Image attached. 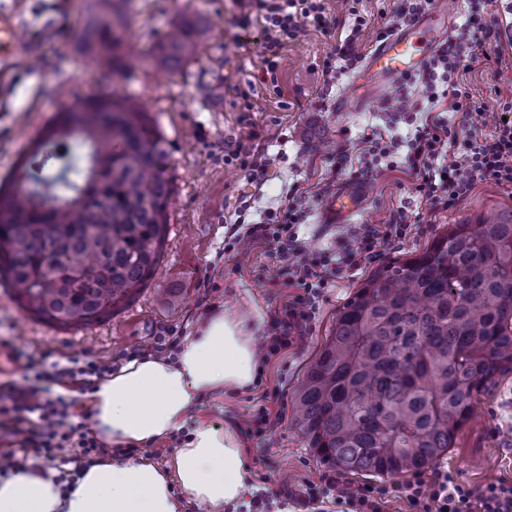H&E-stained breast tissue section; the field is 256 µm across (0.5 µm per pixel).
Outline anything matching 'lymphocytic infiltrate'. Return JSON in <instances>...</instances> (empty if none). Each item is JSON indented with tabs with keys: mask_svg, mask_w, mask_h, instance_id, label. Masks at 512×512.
I'll use <instances>...</instances> for the list:
<instances>
[{
	"mask_svg": "<svg viewBox=\"0 0 512 512\" xmlns=\"http://www.w3.org/2000/svg\"><path fill=\"white\" fill-rule=\"evenodd\" d=\"M337 3L353 14L354 22L322 61V83L327 88L335 84L340 65L361 61L360 37L367 25L366 17L358 12L357 0ZM255 18L263 27L260 54L264 68L258 81L269 87L278 84L279 59L288 42L297 39L306 26H328L325 0H248V11L240 22L247 25ZM500 44L497 24L484 21L461 28L419 70L421 99H413L400 89L383 105L387 112L422 113L423 119L412 136L369 134L362 141L366 154L386 160L388 167L410 172L416 195L430 206L452 207L484 177L512 187V96L501 104L502 121L486 135L459 138L447 120L436 113L448 96L449 74L464 62L488 58L489 47ZM259 138L257 131H248L246 144L232 155L246 179L258 187L268 181L270 170L281 159ZM250 208V201L239 203L234 234H246L267 246L277 264L273 283L294 290L288 302L276 310L260 346L259 356L265 364L307 335L326 288L352 276L363 261L381 255L420 222L418 213L399 208L388 223L361 225L354 233L353 245L336 259L325 260L310 257L297 233L306 215L298 188L289 189L277 208L260 221H248ZM22 370L24 383L0 384V474L16 465L15 451L19 448L31 452L33 459L62 464L69 463L71 453H78L83 470L105 463L110 450L92 430L85 413L77 411L74 403L46 398L43 392L54 385L89 386L111 373V363L74 358L52 362L43 355L27 358ZM401 492L410 512H512V483H493L475 491L457 482L454 473L444 466L416 474L402 485ZM277 495L303 512H314L317 505L325 503L337 506L339 512H387L390 491L385 486L353 483L343 471L336 470L318 484L303 490L281 489Z\"/></svg>",
	"mask_w": 512,
	"mask_h": 512,
	"instance_id": "1",
	"label": "lymphocytic infiltrate"
}]
</instances>
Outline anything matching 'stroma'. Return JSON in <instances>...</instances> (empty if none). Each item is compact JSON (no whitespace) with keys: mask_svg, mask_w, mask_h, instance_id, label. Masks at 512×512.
<instances>
[{"mask_svg":"<svg viewBox=\"0 0 512 512\" xmlns=\"http://www.w3.org/2000/svg\"><path fill=\"white\" fill-rule=\"evenodd\" d=\"M0 10L16 15L22 46L9 74L0 77V181L10 180L26 160L32 139L74 94L111 87L98 65H78L82 48L75 35L81 23L80 0H0ZM240 0H134L129 12L124 51L144 60L177 24L193 22L201 51L197 60L174 74L144 63L121 90L155 121L166 141L162 164L172 181V196L161 259L153 278L111 316L82 328L61 326L22 311L6 282L0 280V380L21 381L19 359L50 354L52 359L89 358L121 366L135 350L151 345L157 330L169 327L190 334L205 307L235 315L260 311L270 318L287 301L291 288L271 285L276 261L260 242L241 238L232 251L224 241L241 196L251 198V220L275 208L292 185L318 189L328 178L331 156L339 149L352 155V171L364 166L363 134L393 128L404 134L408 120L379 111L396 86L357 82L349 69L335 87L323 89L320 65L344 24L322 32L306 28L283 49L273 94L255 77L263 61L259 25L240 26ZM466 89L474 112L473 126L486 133L500 116V98L512 94V47H504L496 68L484 60L468 62L451 76ZM250 90L253 109L244 112L240 91ZM283 153L274 177L262 187L249 185L239 168L225 164L249 129ZM414 177L396 168H377L366 185L368 203L351 224H324L321 205L312 203L298 234L317 258H335L351 244L360 224L386 223L398 207L418 211L419 226L384 253L385 259L420 254L448 225L477 221L490 213L512 211V188L478 179L453 207L434 210L416 196ZM363 264L352 277L326 290L308 335L301 345L283 351L261 368V380L242 394L204 396L193 419L232 424L245 452L250 473L246 497L237 512H257L253 496H269L267 512H283L276 499L279 484L295 488L319 483L327 468L313 456L293 421L294 392L330 335L337 310L373 271ZM282 411L283 418L266 432H250L246 423L258 407ZM442 465L460 482L478 489L512 482V371L500 375L481 397L472 417L458 431Z\"/></svg>","mask_w":512,"mask_h":512,"instance_id":"stroma-1","label":"stroma"}]
</instances>
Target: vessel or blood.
<instances>
[{
    "instance_id": "vessel-or-blood-1",
    "label": "vessel or blood",
    "mask_w": 512,
    "mask_h": 512,
    "mask_svg": "<svg viewBox=\"0 0 512 512\" xmlns=\"http://www.w3.org/2000/svg\"><path fill=\"white\" fill-rule=\"evenodd\" d=\"M439 43L433 26L414 22L397 34L383 40L369 56L362 78L388 84L400 77L418 72L430 52ZM18 21L13 14H0V73H6L18 52ZM367 201L364 186L345 182L325 200L321 221L346 224L358 215Z\"/></svg>"
}]
</instances>
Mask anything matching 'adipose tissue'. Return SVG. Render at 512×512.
Here are the masks:
<instances>
[{
    "instance_id": "adipose-tissue-1",
    "label": "adipose tissue",
    "mask_w": 512,
    "mask_h": 512,
    "mask_svg": "<svg viewBox=\"0 0 512 512\" xmlns=\"http://www.w3.org/2000/svg\"><path fill=\"white\" fill-rule=\"evenodd\" d=\"M262 321L207 312L175 359L139 357L96 384L94 429L112 447L146 446L185 431L167 466L112 459L84 471L68 492L55 470L16 467L0 478V512H179L183 496L222 512L241 502L249 473L237 433L190 416L204 395L240 393L256 382Z\"/></svg>"
}]
</instances>
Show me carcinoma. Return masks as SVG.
Wrapping results in <instances>:
<instances>
[{
    "label": "carcinoma",
    "instance_id": "carcinoma-1",
    "mask_svg": "<svg viewBox=\"0 0 512 512\" xmlns=\"http://www.w3.org/2000/svg\"><path fill=\"white\" fill-rule=\"evenodd\" d=\"M131 0H84L85 60L114 75ZM191 25L154 61L191 63ZM59 145L75 163L56 173ZM157 127L121 94L77 96L31 144L12 189L0 188V276L22 309L62 326L112 314L154 274L172 182ZM65 258L74 275L53 266ZM512 371V212L453 224L429 248L374 270L338 310L294 395L296 428L324 465L377 478L417 472L448 454L495 377Z\"/></svg>",
    "mask_w": 512,
    "mask_h": 512
}]
</instances>
